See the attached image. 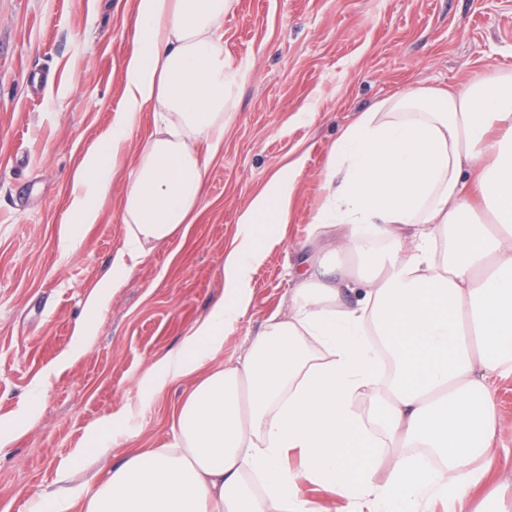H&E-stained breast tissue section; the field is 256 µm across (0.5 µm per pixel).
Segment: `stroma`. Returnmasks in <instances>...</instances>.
<instances>
[{"instance_id": "35a3bbf8", "label": "stroma", "mask_w": 512, "mask_h": 512, "mask_svg": "<svg viewBox=\"0 0 512 512\" xmlns=\"http://www.w3.org/2000/svg\"><path fill=\"white\" fill-rule=\"evenodd\" d=\"M134 12L135 0H0V424L9 427L0 512H28L61 473L80 469L91 427L137 399L143 369L221 296L238 213L288 157L306 156L292 222L253 277L248 317L224 342L228 362L267 315L287 308L289 266L321 202L328 150L358 112L411 84L512 71V0H237L224 50L252 67L200 214L125 280L93 343L63 366L85 299L124 244V169L79 249L66 252L61 239L73 174L121 104ZM189 387L142 404L134 447L164 443L169 408ZM493 394L496 482L512 478V375Z\"/></svg>"}]
</instances>
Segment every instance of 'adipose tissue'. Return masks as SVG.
I'll return each instance as SVG.
<instances>
[{"mask_svg": "<svg viewBox=\"0 0 512 512\" xmlns=\"http://www.w3.org/2000/svg\"><path fill=\"white\" fill-rule=\"evenodd\" d=\"M234 4L135 0L121 105L75 172L62 239L77 250L131 154L125 242L64 361L91 345L111 292L199 214L250 71L224 52ZM146 115L152 130L129 153ZM304 162L285 163L240 211L223 296L139 377L148 400L191 383L170 412V440L130 447L136 405L122 404L91 429L122 460L93 486L63 473L31 512H315L306 483L329 487L349 512H429L436 502L512 512V479L473 496L497 463L492 387L512 374V72L412 86L358 114L330 149L316 244L296 255L287 311L225 363L264 247L291 222Z\"/></svg>", "mask_w": 512, "mask_h": 512, "instance_id": "1", "label": "adipose tissue"}]
</instances>
